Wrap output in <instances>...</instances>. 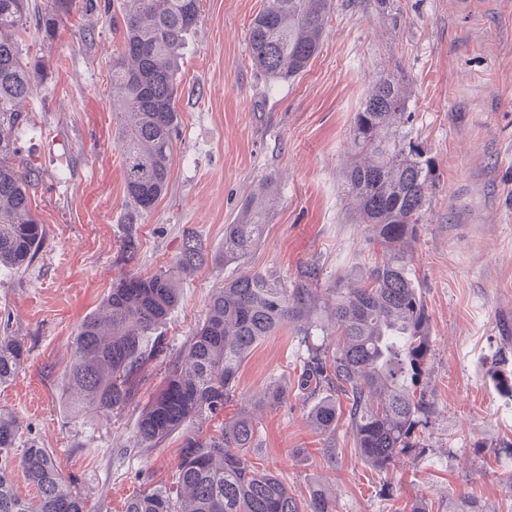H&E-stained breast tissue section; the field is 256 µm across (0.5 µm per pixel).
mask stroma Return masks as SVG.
I'll list each match as a JSON object with an SVG mask.
<instances>
[{"label": "stroma", "mask_w": 512, "mask_h": 512, "mask_svg": "<svg viewBox=\"0 0 512 512\" xmlns=\"http://www.w3.org/2000/svg\"><path fill=\"white\" fill-rule=\"evenodd\" d=\"M106 0H79L42 42L46 74L27 108L34 128L18 144L39 167L32 208L45 244L29 269H0V336L28 358L0 387V411L17 417L15 450L53 451L89 512H124L135 494L171 483L182 438L139 447L135 427L164 371L147 372L136 403L110 417H72L55 387L72 356L77 325L96 312L119 273L123 169L113 141L112 61L122 50ZM264 0H201L178 73L179 139L166 194L137 224L134 271L169 267L191 229L220 249L224 227L251 196H265L263 238L243 263L208 265L187 277L164 334L180 349L206 315L216 288L240 272L293 287L301 267L320 268L317 294L333 304L338 276L371 264L342 173L355 151L351 126L379 75L396 73L410 96L408 140L433 158L436 180L410 251L431 318L425 362L430 409L413 448L386 472L354 450L346 421L323 433L297 385L311 345L333 324L323 309L311 335L285 326L244 361L230 412L258 423L248 462L279 476L297 499L312 484L335 512H448L466 496L483 512H512V397L492 370L512 377V0H335L320 53L295 81L269 83L251 64L249 24ZM286 398L262 406L268 387Z\"/></svg>", "instance_id": "1"}]
</instances>
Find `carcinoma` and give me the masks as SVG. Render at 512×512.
<instances>
[{"label": "carcinoma", "mask_w": 512, "mask_h": 512, "mask_svg": "<svg viewBox=\"0 0 512 512\" xmlns=\"http://www.w3.org/2000/svg\"><path fill=\"white\" fill-rule=\"evenodd\" d=\"M75 5L50 0L48 11L33 15L29 0H0V267L15 273L29 268L46 238L45 225L32 213L38 167L9 138L11 130L32 123L21 105L33 95L46 61L41 50L22 48L17 36L32 21L42 41L53 40L58 18ZM334 9V0H265L249 26L252 64L274 83L295 80L320 52ZM120 14L123 50L112 61V89L118 92L112 111L126 205L117 264L126 271L75 330L74 360L60 374L62 403L75 416L91 408L108 417L135 401L146 367L165 361L163 383L141 412L136 438L140 447L155 448L181 434L175 479L131 499L125 512H333L322 487L309 488L300 501L280 478L255 470L243 455L255 443V422L224 414L254 348L309 317L319 268L302 267L289 289L252 272L225 282L174 358L163 327L180 302L181 281L208 264L244 260L264 234L262 202L247 200L239 221L224 225L220 251L188 230L170 267L151 276L128 269L139 249L135 225L168 188L179 126V51L199 22L200 0H122ZM406 102L403 78L386 74L354 115L357 151L345 171V189L378 254L364 274L336 280L334 342L310 347L298 375L304 390L332 391L312 409L313 426L335 429L341 406H347L355 451L379 471L411 447L414 427L429 408L424 362L431 323L410 272L408 246L429 207L434 166L405 145ZM26 360L21 342L0 336V386ZM20 434V423L0 412V512H86L51 449L33 443L16 459ZM18 467L36 487L38 504L17 493Z\"/></svg>", "instance_id": "carcinoma-1"}]
</instances>
